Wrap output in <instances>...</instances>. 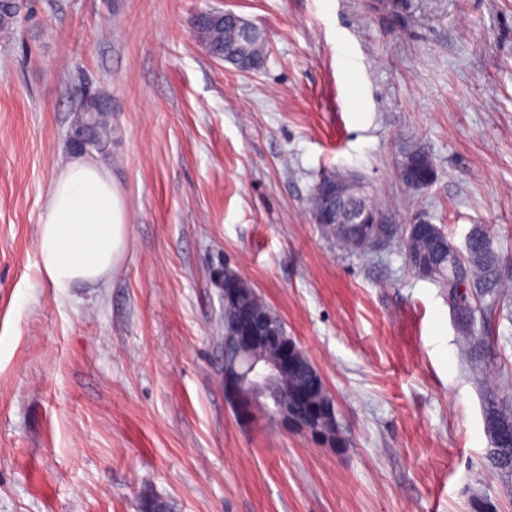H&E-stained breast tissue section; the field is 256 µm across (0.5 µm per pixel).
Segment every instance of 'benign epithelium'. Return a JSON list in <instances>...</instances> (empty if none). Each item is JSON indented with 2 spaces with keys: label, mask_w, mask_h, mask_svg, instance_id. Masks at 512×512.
I'll return each mask as SVG.
<instances>
[{
  "label": "benign epithelium",
  "mask_w": 512,
  "mask_h": 512,
  "mask_svg": "<svg viewBox=\"0 0 512 512\" xmlns=\"http://www.w3.org/2000/svg\"><path fill=\"white\" fill-rule=\"evenodd\" d=\"M396 172L407 189L422 192L433 180L434 165L426 152L413 161L400 154ZM316 190L331 206L311 213L315 224H365L367 235L377 238L378 225L392 223L388 214L363 198L353 210L344 207V202L355 196L354 179L348 175L329 173L318 182ZM406 230L413 239L441 233V228L421 212L409 220ZM243 284L240 274L224 272V300H238ZM225 340L236 354L247 359L243 368L224 362V396L237 415L248 419L263 416L283 430L324 442L319 425L336 418L335 405L311 403L310 395L316 385L324 382L318 371L298 388L290 390L283 386L284 378L296 372L306 358L296 341L288 336L285 325L274 324L265 313L240 304L228 323Z\"/></svg>",
  "instance_id": "obj_1"
}]
</instances>
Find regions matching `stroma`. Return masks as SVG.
Masks as SVG:
<instances>
[{"label": "stroma", "instance_id": "stroma-1", "mask_svg": "<svg viewBox=\"0 0 512 512\" xmlns=\"http://www.w3.org/2000/svg\"><path fill=\"white\" fill-rule=\"evenodd\" d=\"M268 39L263 67L208 57L198 12ZM0 41V512H512L488 453L487 382L512 397V0H26ZM111 108L103 157L128 244L98 287L59 293L38 225L84 93ZM435 178L407 191L402 143ZM457 249L486 226L475 372L448 291L402 248L349 254L312 224L325 174ZM322 374L330 447L224 399L225 269ZM406 230L413 239L430 238L441 233V228L437 224H432L422 212L415 214L409 220Z\"/></svg>", "mask_w": 512, "mask_h": 512}]
</instances>
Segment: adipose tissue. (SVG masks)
Listing matches in <instances>:
<instances>
[{
	"instance_id": "obj_1",
	"label": "adipose tissue",
	"mask_w": 512,
	"mask_h": 512,
	"mask_svg": "<svg viewBox=\"0 0 512 512\" xmlns=\"http://www.w3.org/2000/svg\"><path fill=\"white\" fill-rule=\"evenodd\" d=\"M127 230V210L109 170L97 156H72L51 184L38 226L42 275L61 293L104 283L125 249Z\"/></svg>"
}]
</instances>
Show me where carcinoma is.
<instances>
[{"mask_svg": "<svg viewBox=\"0 0 512 512\" xmlns=\"http://www.w3.org/2000/svg\"><path fill=\"white\" fill-rule=\"evenodd\" d=\"M19 0H0V35L14 34L20 22ZM199 38L207 54L212 58L224 54L226 46H243L251 59H262L266 55V40L258 33L245 36L241 27L229 20L223 24H205L200 27ZM94 112L91 125L87 128L88 139L94 142L93 150L105 149L111 134L107 111L97 108L96 98L83 97L74 124L82 125L86 111ZM322 234L344 249L354 253L368 254L372 247L359 225L347 224L341 228L335 224L320 226ZM383 231L389 237L388 245L403 247L406 259H414L418 267L431 274V278L448 288V296L455 308L462 339L474 353L481 352L490 343V337L475 327L471 299L482 288L491 287V281L498 265L499 256L493 243L486 238L482 226L474 227L470 247L461 254L453 250L448 238L440 236L432 242L410 241L401 224H386ZM491 400L490 425H512V412L499 407L496 394L488 390ZM492 464L500 470H512V446L489 451Z\"/></svg>", "mask_w": 512, "mask_h": 512, "instance_id": "carcinoma-1", "label": "carcinoma"}]
</instances>
